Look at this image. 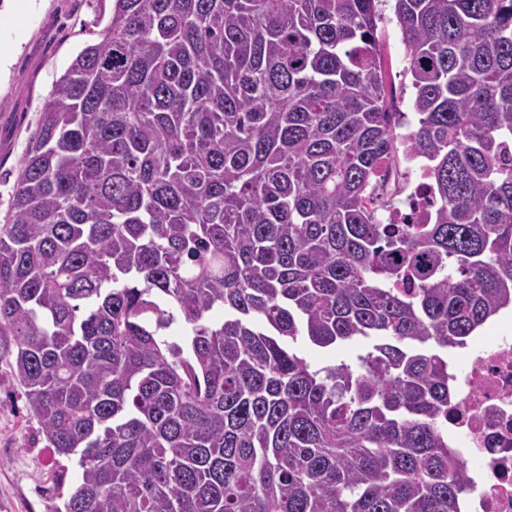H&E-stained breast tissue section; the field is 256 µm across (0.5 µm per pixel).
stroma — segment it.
I'll list each match as a JSON object with an SVG mask.
<instances>
[{"label": "stroma", "mask_w": 512, "mask_h": 512, "mask_svg": "<svg viewBox=\"0 0 512 512\" xmlns=\"http://www.w3.org/2000/svg\"><path fill=\"white\" fill-rule=\"evenodd\" d=\"M378 37L388 82L404 91L400 107L414 110L406 49L389 0H382ZM111 16L109 0H0V217L45 98L82 49L91 30ZM12 337L0 336V512H61L81 481L74 459L55 455L26 408L14 372Z\"/></svg>", "instance_id": "obj_1"}]
</instances>
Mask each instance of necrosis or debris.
I'll return each instance as SVG.
<instances>
[{"instance_id": "necrosis-or-debris-1", "label": "necrosis or debris", "mask_w": 512, "mask_h": 512, "mask_svg": "<svg viewBox=\"0 0 512 512\" xmlns=\"http://www.w3.org/2000/svg\"><path fill=\"white\" fill-rule=\"evenodd\" d=\"M424 158L384 169L376 194L387 201L385 222L416 224L430 217ZM454 400L448 446L470 461L461 512H512V319L497 320L467 344L463 362L448 365Z\"/></svg>"}]
</instances>
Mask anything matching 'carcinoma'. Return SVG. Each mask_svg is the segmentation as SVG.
Segmentation results:
<instances>
[{"mask_svg": "<svg viewBox=\"0 0 512 512\" xmlns=\"http://www.w3.org/2000/svg\"><path fill=\"white\" fill-rule=\"evenodd\" d=\"M379 2L112 0L56 82L0 223V336L79 456L63 512H458L443 350L512 306V0H393L406 139ZM402 142L425 224L371 194ZM359 338L355 369L295 348ZM380 3L379 9L384 16V19L378 24V37L386 62L388 100L390 86L395 82L396 87L399 86L405 90L403 101L400 103V108L404 112H409V115L415 121L416 116L413 106L415 97L414 89L411 85L410 74L405 72V45L402 42V35L395 19L393 21H389V18H393V12L391 10L393 2L388 1Z\"/></svg>", "mask_w": 512, "mask_h": 512, "instance_id": "carcinoma-1", "label": "carcinoma"}]
</instances>
